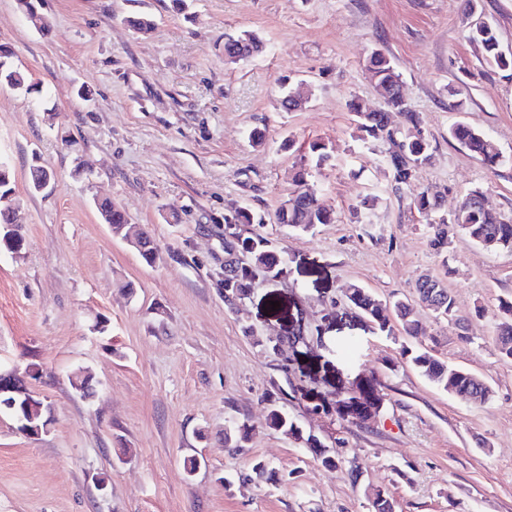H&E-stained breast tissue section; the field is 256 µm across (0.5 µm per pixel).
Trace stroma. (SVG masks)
Wrapping results in <instances>:
<instances>
[{
    "label": "stroma",
    "instance_id": "stroma-1",
    "mask_svg": "<svg viewBox=\"0 0 512 512\" xmlns=\"http://www.w3.org/2000/svg\"><path fill=\"white\" fill-rule=\"evenodd\" d=\"M189 4L41 0L51 23L41 33L16 0H0V43L40 86H0V157L25 238L22 258L0 251V369L52 409L37 437L0 414V512H371L378 489L394 512H512V360L493 336L497 301L512 296V254L456 233L437 256L427 216L393 191L383 148L362 140L350 109L382 107L366 69L382 52L430 140L419 185L443 192L448 212L479 186L490 208L512 214V73L468 39L486 21L512 48V0ZM138 15L151 31L128 25ZM242 29L267 50L226 63L217 45ZM82 85L93 103L78 97ZM297 86L309 99L290 112L281 99ZM460 121L496 142L499 173L449 138ZM37 161L56 174L50 194L28 191ZM303 168L334 218L306 233L273 221ZM97 197L148 226L162 262L147 265L113 236ZM241 206L260 218L244 232L284 252L286 274L256 280L232 312L224 214ZM423 275L443 279L467 336L418 306L424 333L400 342L344 295L357 284L415 303ZM249 325L284 337L281 352L256 345ZM406 346L481 376L489 400L436 389ZM78 371L92 375L93 396L73 389ZM270 394L301 439L269 427ZM232 417L249 425L237 453L224 446ZM309 436L357 459L360 479L326 469ZM188 457L201 460L192 475ZM258 461L276 480L238 481Z\"/></svg>",
    "mask_w": 512,
    "mask_h": 512
}]
</instances>
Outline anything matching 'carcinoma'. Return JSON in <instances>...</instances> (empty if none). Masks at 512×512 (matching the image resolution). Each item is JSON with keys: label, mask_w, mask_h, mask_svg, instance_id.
<instances>
[{"label": "carcinoma", "mask_w": 512, "mask_h": 512, "mask_svg": "<svg viewBox=\"0 0 512 512\" xmlns=\"http://www.w3.org/2000/svg\"><path fill=\"white\" fill-rule=\"evenodd\" d=\"M17 6L26 16L32 27L39 32L50 29L48 18L39 11V0H17ZM468 39L480 45L486 61L502 70L512 68V53H506L500 46L496 30L489 23L475 26ZM266 48L262 37L254 30H240L224 35V59L229 64H238L264 53ZM367 69L376 82V86L388 109L400 114L401 125L389 122V113L375 112L359 102L352 104L357 128L366 139L387 146L385 161L391 173L395 192L416 181L421 170L431 160L430 141L419 113L412 111L403 95L399 75L396 74L389 58L374 51L367 60ZM6 85L14 90L27 93L35 90L27 71L14 63V52L0 44V86ZM448 137L470 151L481 165L492 173L499 172L503 165L501 152L493 140L483 131L459 122L448 130ZM484 192L475 189L463 196L458 207L451 213L441 211L442 196L433 194L429 189L420 190L412 204L419 212L429 216V245L442 257V263L448 264L449 234L462 232L479 247L492 252L512 253V216L509 217L481 204ZM94 205L104 224L112 225V233L126 235L129 219L108 199H98ZM20 204L16 197L15 181L12 169L0 166V226L18 224ZM255 217L251 210L240 207L224 214V225L252 224ZM332 215L318 202L316 190L308 187L285 200L275 211L274 223L309 231L318 224L332 223ZM231 248L249 257L246 262L231 261L224 265V303L233 309L239 302L248 298L252 284L260 275L278 277L284 272L283 255L271 250L268 241L260 234L245 236L241 232L232 233ZM419 301L431 304V310L441 320H449L467 335L469 321L458 314L453 295L448 292L441 280L425 278L415 283ZM347 301L364 317L387 336H420L422 327L414 315V306L404 300L388 303L379 299L368 289L353 285L348 289ZM496 346L501 357L512 360V299L498 300L496 312ZM412 365L438 389L462 400L486 401L491 389L477 381V375L461 368L437 360L429 351L413 352L404 349ZM267 421L271 428L292 436L298 433V427L277 405L275 397L267 398ZM248 434L247 422L238 419L224 430V447L233 452L242 448ZM310 450L321 457L322 464L343 471L352 481H357L360 466L316 446ZM274 471L261 461L253 464L251 472L244 475V481H270Z\"/></svg>", "instance_id": "obj_1"}]
</instances>
